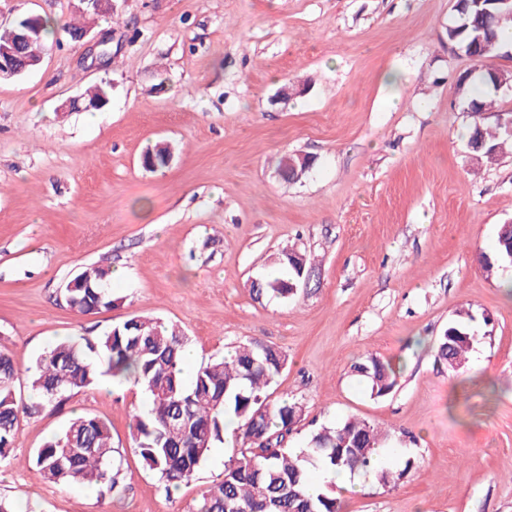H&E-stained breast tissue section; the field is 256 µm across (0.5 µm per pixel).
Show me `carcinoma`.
Wrapping results in <instances>:
<instances>
[{"mask_svg": "<svg viewBox=\"0 0 512 512\" xmlns=\"http://www.w3.org/2000/svg\"><path fill=\"white\" fill-rule=\"evenodd\" d=\"M467 25L448 27V41L468 44L476 28L485 30L483 58L496 52L497 30L512 25V7L505 5L488 20L475 8L466 14ZM49 19H42L38 33L27 48V55L39 58L47 48ZM467 74L457 80L459 98L474 112H487L491 100L478 96ZM470 140L505 150L512 147L507 126L491 132L475 128ZM171 155L162 142L149 145L142 155L145 163L165 167ZM309 166L296 155L284 157L279 172L299 179ZM512 261V226L501 224L491 271ZM277 268L273 275L259 280L257 296L289 299L288 285H301V274L312 267L308 255L284 249L272 257ZM112 270L91 267L72 279L74 286L63 291L66 304L81 315L111 307L115 299L108 288ZM474 317L465 312L449 321L439 337L436 351L448 368L462 367L478 336ZM185 336L178 328L159 318L131 316L93 339H63L40 354L22 375L11 355L0 349V462L8 458L18 436L22 413H35L65 404L72 394L95 386L109 376L122 384L144 391L150 407L134 416L132 439L143 466L159 476L166 490L188 483L216 444L224 442V418L237 420L235 438L241 441L238 453L224 463L222 476L205 491L193 512H342L338 498L313 485L311 470L321 472L340 468L373 475L384 486L395 484L413 468L406 459L401 467H378L377 450L385 447L388 433L381 427L357 418H346L323 425L302 448H288L284 441L303 416V405L288 398L272 399L268 389L287 364L286 356L257 340L241 343L225 357L214 359L186 379L181 352ZM366 379L371 394L381 397L393 389L396 369L371 358L353 366ZM26 379L37 400L17 398L16 386ZM266 411L256 416L261 406ZM42 481L60 485H90L102 497L125 488L122 455L112 446L107 420L99 416L71 419L63 430L35 451L29 461Z\"/></svg>", "mask_w": 512, "mask_h": 512, "instance_id": "obj_1", "label": "carcinoma"}]
</instances>
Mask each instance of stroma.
I'll use <instances>...</instances> for the list:
<instances>
[{
  "mask_svg": "<svg viewBox=\"0 0 512 512\" xmlns=\"http://www.w3.org/2000/svg\"><path fill=\"white\" fill-rule=\"evenodd\" d=\"M26 13L58 30L38 67L0 80V344L17 368L133 315L178 326L190 373L259 340L288 359L274 397L304 407L289 447L354 417L388 431L390 465L415 461L397 484L335 489L344 512H512V267L482 268L512 221V150L491 162L468 145L512 117V86L467 111L455 0H114L93 26L112 35L97 70L90 38L67 30L71 0H0V25ZM103 81L104 109L66 111ZM161 139L171 163L144 169ZM287 153L314 160L295 183L276 173ZM286 246L315 257L308 287L256 298ZM91 265L123 277L115 306L83 316L61 293ZM462 310L479 341L452 370L435 346ZM370 356L397 368L386 396L351 372ZM144 400L104 379L21 415L0 497L18 512H192L238 445L166 491L130 435ZM77 415L110 422L121 492L33 476L34 451Z\"/></svg>",
  "mask_w": 512,
  "mask_h": 512,
  "instance_id": "1",
  "label": "stroma"
}]
</instances>
